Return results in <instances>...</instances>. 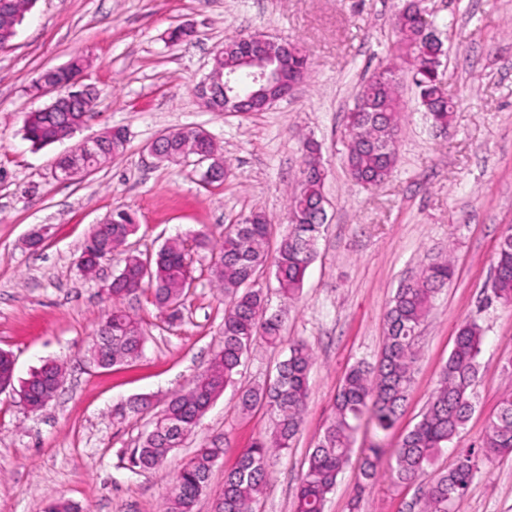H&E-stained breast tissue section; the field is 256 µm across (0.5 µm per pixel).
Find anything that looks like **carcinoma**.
Segmentation results:
<instances>
[{
  "label": "carcinoma",
  "mask_w": 512,
  "mask_h": 512,
  "mask_svg": "<svg viewBox=\"0 0 512 512\" xmlns=\"http://www.w3.org/2000/svg\"><path fill=\"white\" fill-rule=\"evenodd\" d=\"M33 0H8L0 8V44L15 37L17 25ZM426 12L417 0H408L393 21L395 47L399 59L411 69L419 103L435 125L450 127L455 102L443 98L440 68L443 43L422 35ZM233 51L213 59V66H233L238 78L249 69L242 66L239 53L246 50L244 36L226 39ZM85 64L77 55L67 64L41 71L35 83L51 84L68 91ZM308 57L301 47L288 57L285 78L301 81L309 75ZM380 70L364 78L357 97L371 104L368 112H348L346 166L352 178L361 184L379 185L388 180L395 168L398 133L402 110L396 83L383 80ZM97 93L90 87L87 97L76 100L70 111H51L45 107L29 112L24 118V137L33 146L43 148L83 127L97 104ZM123 128H109L93 150L81 144L58 160L54 174L67 180L78 172L94 171L123 155L127 148ZM219 154L216 142L202 129L190 128L163 133L162 161L175 164L184 149ZM320 146L314 140L303 142L299 188L288 195V212L296 217L282 237L273 258H268L265 244L269 222L264 212L256 210L230 225L217 245L208 236L196 233L192 241L180 237L168 241L156 253L151 274L144 277L140 256L130 254L113 276L107 289L111 311L99 323L96 337L88 349L101 368L129 364L143 353L146 336L141 321L123 306L129 296L146 294L151 303L172 321L184 304L192 283L188 249H210V269L215 286L229 299L224 309L223 344L214 354L209 368L196 377L191 387L175 392L156 411L146 396L130 399L121 407L123 416H150V430L140 445L132 450V461L139 469L162 466L173 449L196 432L214 402L235 386L240 367L258 344L270 348L283 345L284 313L303 288L307 269L317 254L318 240L325 218L317 214L324 199L326 173L319 161ZM138 230L134 216L116 209L110 218L91 229L90 244L82 252L79 266L92 276L112 251L127 243ZM272 263L278 283L280 307L271 310L267 293L261 287L260 273ZM494 293L503 303L512 304V233L499 242L494 264ZM454 274L449 256L428 263L417 277L396 289L386 313V336L375 363L352 364L345 372L334 400L333 414L308 456L293 500V512H324L327 495L336 486L339 475L353 453L356 436L370 428L378 437L363 452L361 474L374 478L385 455L381 441L395 428L408 398L413 381L418 328L428 315L439 290ZM484 336L472 321L463 323L455 344L439 374L437 385L420 419L394 448L391 474L403 484L418 481L428 465L448 447L468 421L474 408V387L479 374L478 357ZM288 353L276 367L273 377L263 384L238 393V404L247 414L262 406L270 418L267 435L258 438L224 471V486L213 500V512H256L255 505L267 484L274 457L292 447L300 431L309 397V376L314 359L308 344L291 340ZM61 366L46 362L33 370L18 390L19 396L37 404L44 394L60 388L57 380ZM483 448L491 455L512 454V390L503 392L497 415L483 438ZM224 455L217 443L203 446L184 461L174 477L170 495L161 512H196L199 498L206 493L211 470ZM477 471V459L470 451L461 452L452 467L439 469L431 477L419 500L418 512H451L453 504L464 497Z\"/></svg>",
  "instance_id": "carcinoma-1"
}]
</instances>
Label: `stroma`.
<instances>
[{
  "mask_svg": "<svg viewBox=\"0 0 512 512\" xmlns=\"http://www.w3.org/2000/svg\"><path fill=\"white\" fill-rule=\"evenodd\" d=\"M404 0H35L8 47L0 49V349L16 360L23 381L45 361L64 363L56 396L38 412L17 393L0 392V512H44L49 498L80 512H159L180 464L221 439L224 457L212 470L196 512H212L224 472L269 425L264 408L241 414L236 390L267 380L284 349L260 345L235 389L213 404L196 433L149 471L129 455L147 419L117 417L129 397L156 406L191 386L222 341L224 296L214 288L210 253L192 250L193 285L181 320L168 322L145 295L125 307L143 322L142 357L110 369L89 364L87 349L109 310L105 289L123 254L82 277L78 259L93 224L116 208L138 224L133 249L154 253L170 238L205 231L219 243L227 225L251 211L270 224L268 251L289 229L287 193L296 183L301 144L315 138L326 169L327 221L299 299L285 316L284 336L312 348L315 364L301 430L270 468L257 512H292L306 461L346 370L375 362L384 318L404 280L441 254L454 275L420 327L419 358L404 412L394 430L416 423L433 392L462 322L484 336L476 407L453 448L480 450L502 392L512 385V305L492 291L499 240L512 227V0H424L448 20L442 81L456 107L447 133L432 128L411 82L401 89L398 159L382 185L356 182L345 165V121L362 77L393 61L392 21ZM195 26L192 40L169 44L171 29ZM263 33L297 42L311 75L288 98L263 112H212L194 85L208 73L226 37ZM87 61L81 78L98 94L95 114L78 138L109 127L128 132L125 153L85 176L62 181L55 160L66 140L36 149L22 138L27 112L44 106L32 85L46 68L72 56ZM201 128L221 146L228 175L207 187L190 166L156 163L148 146L160 133ZM44 242L26 244L32 230ZM415 484L381 466L364 481L359 460L339 476L325 512H414ZM452 512H512V455L481 460Z\"/></svg>",
  "mask_w": 512,
  "mask_h": 512,
  "instance_id": "stroma-1",
  "label": "stroma"
}]
</instances>
